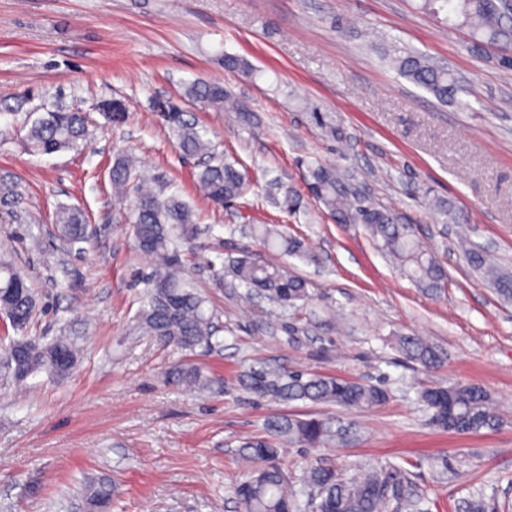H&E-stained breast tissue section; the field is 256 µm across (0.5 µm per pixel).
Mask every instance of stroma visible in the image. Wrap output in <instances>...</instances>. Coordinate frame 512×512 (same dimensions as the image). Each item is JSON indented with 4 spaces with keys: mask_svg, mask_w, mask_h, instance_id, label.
<instances>
[{
    "mask_svg": "<svg viewBox=\"0 0 512 512\" xmlns=\"http://www.w3.org/2000/svg\"><path fill=\"white\" fill-rule=\"evenodd\" d=\"M424 0H0V172L24 193L14 219L0 213L5 256L43 304L27 335H66L78 350L66 376L40 372L24 389L0 375V512H86L83 484L117 487L112 512H242L237 486L249 472L246 438L270 416L324 418L350 434L310 450L279 444L293 482L316 465L373 463L423 490L431 512H470L482 496L512 512V413L496 429H438L416 401L422 388L469 382L512 406V303L466 264L458 232L512 268V68L502 42L448 27ZM411 49L448 67L462 100L442 104L399 76L389 59ZM246 61V76L225 56ZM222 82L244 113L189 101L193 82ZM126 103L120 124L100 111ZM178 103L223 153L245 164L254 185L216 209L196 187L159 117ZM87 113V142L33 155L32 120L55 106ZM143 168L199 214L181 252L186 273L209 297L221 328L212 349L180 352L139 333L153 268L124 217L131 198L112 194L115 157ZM336 168L370 202L392 210L448 272L438 293L417 287L357 224H336L307 189L308 167ZM281 180L301 207L286 212L265 186ZM462 224H446L435 201ZM81 209L97 233L64 246L58 206ZM302 239L311 259L286 258L313 295L304 307L240 310L242 288L217 285L224 259L262 254L244 215ZM420 336L443 357L427 371L397 348ZM190 362L212 380L187 391L166 378ZM381 384L390 397L363 410L261 399L241 384L250 366Z\"/></svg>",
    "mask_w": 512,
    "mask_h": 512,
    "instance_id": "obj_1",
    "label": "stroma"
}]
</instances>
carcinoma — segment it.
<instances>
[{"mask_svg": "<svg viewBox=\"0 0 512 512\" xmlns=\"http://www.w3.org/2000/svg\"><path fill=\"white\" fill-rule=\"evenodd\" d=\"M448 13L462 24L485 31L497 38L509 39V16L500 0H441ZM398 73L416 86L446 102L457 92V80L416 52H406L391 59ZM185 96L218 112L241 111L240 104L230 99L220 82L198 81L189 85ZM103 113L116 124L126 120L127 108L120 101L102 104ZM160 118L169 128L180 152L186 157L205 158L196 175L202 194L216 206H224L242 197L249 183L235 163L224 159L207 138V132L184 118L182 112H161ZM87 122L83 113L54 110L31 125L24 140L26 150L34 155H50L71 150L86 140ZM309 191L338 224H361L372 241L412 282L421 288L438 292L448 283L443 266L413 234L408 224H401L389 210L376 207L356 195L334 168L312 165L309 168ZM112 189L118 195L134 192V200L126 215L138 248L154 260V270L147 277L143 307L139 315L142 333L164 347L192 352L196 347L218 345L213 340L220 329L215 325V313L206 307V299L193 282L183 275L179 258V242L194 234L197 223L193 207L178 194H165V188H154L149 179L136 168L135 161L122 155L111 168ZM22 193L11 175H0V211L11 216L21 208ZM59 237L65 242H85L94 229L84 215L71 206H60L55 215ZM251 231L267 251L263 259L250 254L232 257L224 262L222 274L246 288L245 298L264 295L281 307L294 306L311 300L308 282L291 272L281 262L289 256L309 257L304 242L289 236L269 224H253ZM465 260L498 296L512 301V273L501 269L478 246L464 251ZM37 311V302L25 277L5 259L0 260V315L11 327L23 331ZM399 349L405 358L426 370L441 366L443 359L418 336L399 339ZM12 356L5 367L17 383L25 382L41 370L58 374L72 369L77 352L64 336L49 342L35 336L9 338L4 356ZM168 381L187 390H199L210 379L202 370L187 363H175L168 368ZM243 387L259 398L278 401H310L332 404L347 409L372 408L386 401L388 392L379 386L344 378L311 374L303 371L277 372L264 366L250 369L242 379ZM418 401L432 411L433 425L458 433L494 429L502 423L496 405L488 393L472 383L440 385L419 391ZM268 435L244 442L240 451L261 467L239 484L237 495L244 512H303L307 505L289 483L288 474L277 464L278 446L275 439L285 437L301 447L318 448L335 437L331 422L319 417L292 419L271 417ZM395 481L397 473L370 463L359 466L349 475L335 466L313 467L303 479L307 496L319 499L318 512H386L388 498L381 490ZM403 495L411 512H428L421 490L409 480L403 481ZM116 493L112 482L92 481L85 486L84 500L88 512H112Z\"/></svg>", "mask_w": 512, "mask_h": 512, "instance_id": "1", "label": "carcinoma"}]
</instances>
